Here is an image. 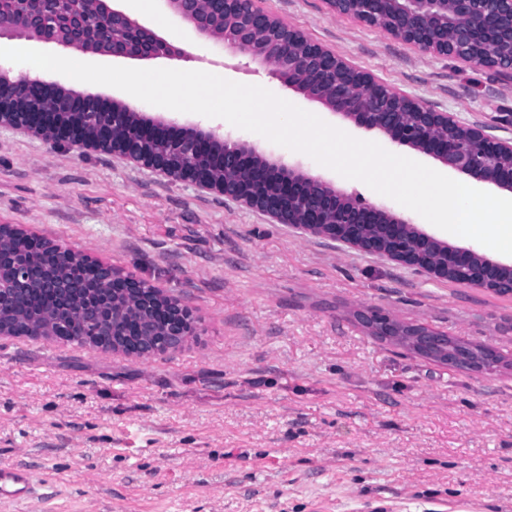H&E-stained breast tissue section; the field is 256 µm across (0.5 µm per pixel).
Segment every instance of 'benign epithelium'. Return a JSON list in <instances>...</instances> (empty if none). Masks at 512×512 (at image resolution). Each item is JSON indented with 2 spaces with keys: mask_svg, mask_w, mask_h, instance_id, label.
Instances as JSON below:
<instances>
[{
  "mask_svg": "<svg viewBox=\"0 0 512 512\" xmlns=\"http://www.w3.org/2000/svg\"><path fill=\"white\" fill-rule=\"evenodd\" d=\"M261 0H169L197 35L220 40L232 52L272 67L275 79L342 115L355 126L382 132L392 143L431 156L475 182L512 192V142L392 91L352 67L259 6ZM338 17L379 27L424 52L451 56L489 68L512 69V0H325ZM64 0H0V38L27 36L62 48L114 59L187 61L189 53L159 36L112 0H84L66 11ZM0 127L33 134L50 146H66L124 157L174 180L190 181L236 200L303 234L340 242L431 278L475 285L512 295V264L493 261L474 247L435 238L390 210L347 193L318 176L268 159L253 147L232 143L214 129L180 125L133 112L118 101L102 102L26 74L0 75ZM75 262L96 269L136 299L127 326L112 319L110 342L97 348L151 358L182 347L200 335V319L182 302L153 284L88 257ZM0 308L21 302L38 276L25 259L0 244ZM69 304L72 277L43 281ZM379 340L438 364L481 371L499 362L490 345L466 352L441 351L435 332L375 310L356 314ZM59 339L80 331L64 323H32L21 332L0 317V336Z\"/></svg>",
  "mask_w": 512,
  "mask_h": 512,
  "instance_id": "1",
  "label": "benign epithelium"
}]
</instances>
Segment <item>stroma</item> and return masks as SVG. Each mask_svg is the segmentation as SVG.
<instances>
[{"label":"stroma","instance_id":"obj_1","mask_svg":"<svg viewBox=\"0 0 512 512\" xmlns=\"http://www.w3.org/2000/svg\"><path fill=\"white\" fill-rule=\"evenodd\" d=\"M263 6L389 89L512 140V70L422 52L332 15L325 0ZM135 16L190 54L139 68L259 85L355 138L442 167L198 36L168 0ZM53 79L220 129L448 237L362 181L223 119ZM0 224L149 280L204 328L149 359L0 336V467L25 468L32 483L29 500L0 502V512H512V296L428 277L120 157L9 128H0ZM361 309L492 345L500 362L483 372L437 364L370 336L355 320Z\"/></svg>","mask_w":512,"mask_h":512}]
</instances>
